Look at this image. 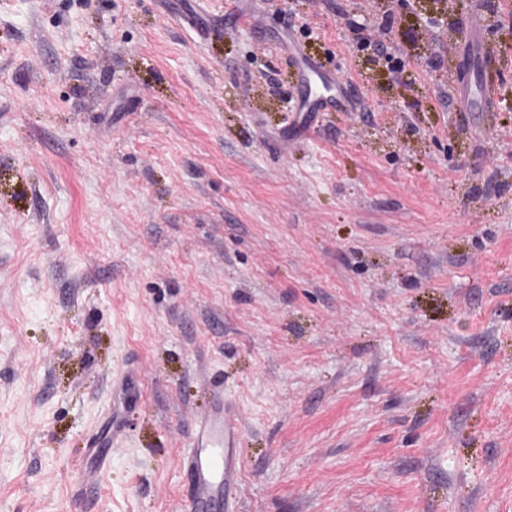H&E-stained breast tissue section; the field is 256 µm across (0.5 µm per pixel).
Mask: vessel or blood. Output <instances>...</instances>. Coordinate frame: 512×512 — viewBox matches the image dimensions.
<instances>
[{
	"instance_id": "1",
	"label": "vessel or blood",
	"mask_w": 512,
	"mask_h": 512,
	"mask_svg": "<svg viewBox=\"0 0 512 512\" xmlns=\"http://www.w3.org/2000/svg\"><path fill=\"white\" fill-rule=\"evenodd\" d=\"M468 38L476 44L480 59H494L493 50L482 41L484 19L481 10L466 18ZM242 420L237 406L214 394L207 410L195 422L192 453L184 466L189 476V512H231L242 476L238 441Z\"/></svg>"
}]
</instances>
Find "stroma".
Returning a JSON list of instances; mask_svg holds the SVG:
<instances>
[{
    "label": "stroma",
    "mask_w": 512,
    "mask_h": 512,
    "mask_svg": "<svg viewBox=\"0 0 512 512\" xmlns=\"http://www.w3.org/2000/svg\"><path fill=\"white\" fill-rule=\"evenodd\" d=\"M218 392L238 512H512V6L0 0V512H181ZM468 38L477 46L478 57L481 60H495L494 51L482 41L484 19L481 9L472 11L464 23Z\"/></svg>",
    "instance_id": "35a3bbf8"
}]
</instances>
